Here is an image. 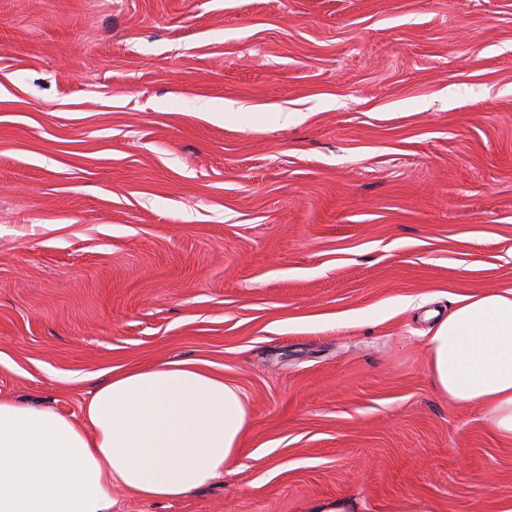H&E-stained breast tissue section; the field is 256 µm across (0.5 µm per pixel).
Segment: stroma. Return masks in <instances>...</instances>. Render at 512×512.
<instances>
[{
  "label": "stroma",
  "mask_w": 512,
  "mask_h": 512,
  "mask_svg": "<svg viewBox=\"0 0 512 512\" xmlns=\"http://www.w3.org/2000/svg\"><path fill=\"white\" fill-rule=\"evenodd\" d=\"M489 290L512 0H0V395L187 359L248 404L233 471L116 512H499L512 440L426 360Z\"/></svg>",
  "instance_id": "35a3bbf8"
}]
</instances>
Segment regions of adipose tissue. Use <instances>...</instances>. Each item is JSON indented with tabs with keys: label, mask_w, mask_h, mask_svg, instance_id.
<instances>
[{
	"label": "adipose tissue",
	"mask_w": 512,
	"mask_h": 512,
	"mask_svg": "<svg viewBox=\"0 0 512 512\" xmlns=\"http://www.w3.org/2000/svg\"><path fill=\"white\" fill-rule=\"evenodd\" d=\"M437 388L512 439V291L458 297L428 342ZM240 390L197 362L105 373L81 420L0 396V512H113V488L179 500L239 459Z\"/></svg>",
	"instance_id": "adipose-tissue-1"
}]
</instances>
